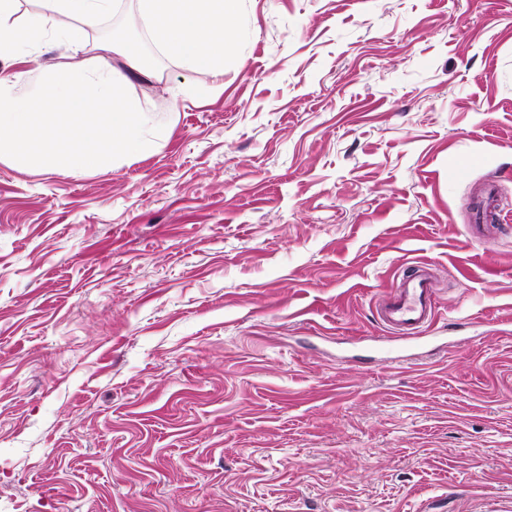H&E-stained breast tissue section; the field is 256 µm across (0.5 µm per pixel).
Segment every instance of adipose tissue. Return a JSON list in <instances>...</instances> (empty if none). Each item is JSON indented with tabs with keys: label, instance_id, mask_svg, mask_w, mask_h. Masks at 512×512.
Returning <instances> with one entry per match:
<instances>
[{
	"label": "adipose tissue",
	"instance_id": "1",
	"mask_svg": "<svg viewBox=\"0 0 512 512\" xmlns=\"http://www.w3.org/2000/svg\"><path fill=\"white\" fill-rule=\"evenodd\" d=\"M18 0H0V49L26 57L53 30H61L72 43H80L85 25L112 7V0H42L43 9L25 26L12 23ZM154 39L169 52L183 58L189 67L216 74L224 71V29L233 0H142ZM70 26L58 28V18Z\"/></svg>",
	"mask_w": 512,
	"mask_h": 512
}]
</instances>
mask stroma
I'll return each mask as SVG.
<instances>
[{
  "instance_id": "stroma-1",
  "label": "stroma",
  "mask_w": 512,
  "mask_h": 512,
  "mask_svg": "<svg viewBox=\"0 0 512 512\" xmlns=\"http://www.w3.org/2000/svg\"><path fill=\"white\" fill-rule=\"evenodd\" d=\"M117 33L167 139L0 163V512H512V0H236L218 78L116 0L22 92ZM420 262L436 348L392 362ZM104 52H110L122 55L130 70L142 77L150 76L151 62L141 55L139 49L129 44L128 42H112L106 44L101 48ZM433 273L428 263H418L414 273L402 278L379 310V318L393 334H419L435 317ZM416 330L415 332H405Z\"/></svg>"
}]
</instances>
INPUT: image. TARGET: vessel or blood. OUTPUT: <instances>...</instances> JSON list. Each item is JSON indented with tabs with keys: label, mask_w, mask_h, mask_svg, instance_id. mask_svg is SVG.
Segmentation results:
<instances>
[{
	"label": "vessel or blood",
	"mask_w": 512,
	"mask_h": 512,
	"mask_svg": "<svg viewBox=\"0 0 512 512\" xmlns=\"http://www.w3.org/2000/svg\"><path fill=\"white\" fill-rule=\"evenodd\" d=\"M433 273L430 264H418L414 273L402 278L379 310V318L394 333L429 328L435 317Z\"/></svg>",
	"instance_id": "b4317fda"
}]
</instances>
